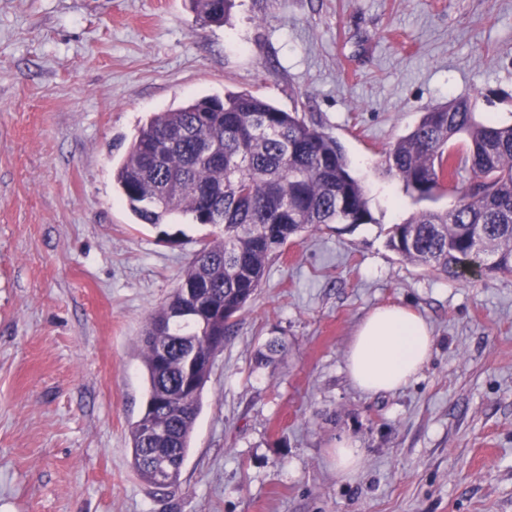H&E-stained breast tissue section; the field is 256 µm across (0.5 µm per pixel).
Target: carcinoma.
Returning <instances> with one entry per match:
<instances>
[{
	"label": "carcinoma",
	"instance_id": "carcinoma-1",
	"mask_svg": "<svg viewBox=\"0 0 512 512\" xmlns=\"http://www.w3.org/2000/svg\"><path fill=\"white\" fill-rule=\"evenodd\" d=\"M232 0H191L203 20L224 22ZM477 102L455 100L423 113L386 153L384 167L421 202L448 193L453 205L422 209L392 227L389 246L431 271L461 277L475 254L484 266L512 273V125L476 119ZM113 181L143 224L175 213L199 224L224 225V237L203 247L179 285L200 289L206 328L171 318L173 291L146 324L143 364L149 396L129 429L134 469L149 486L166 469L178 484L200 411L202 391L231 319L263 286L270 258L302 232L331 224H369L371 199L353 175L342 145L249 93L191 100L152 113L138 128ZM170 341L168 358L157 346ZM196 351L204 365L188 375Z\"/></svg>",
	"mask_w": 512,
	"mask_h": 512
}]
</instances>
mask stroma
Returning <instances> with one entry per match:
<instances>
[{"label":"stroma","instance_id":"1","mask_svg":"<svg viewBox=\"0 0 512 512\" xmlns=\"http://www.w3.org/2000/svg\"><path fill=\"white\" fill-rule=\"evenodd\" d=\"M255 92L336 138L371 224L293 237L234 317L177 486L132 466L144 328L224 233L140 223L113 170L151 113ZM512 124V0H0V512H512V274L392 251L417 205L383 165L427 109ZM419 314L407 386L347 373L363 318ZM285 347L257 364L269 342ZM365 452L350 477L336 443ZM193 10L203 20L223 23L232 0H191Z\"/></svg>","mask_w":512,"mask_h":512}]
</instances>
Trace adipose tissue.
Here are the masks:
<instances>
[{
  "instance_id": "1",
  "label": "adipose tissue",
  "mask_w": 512,
  "mask_h": 512,
  "mask_svg": "<svg viewBox=\"0 0 512 512\" xmlns=\"http://www.w3.org/2000/svg\"><path fill=\"white\" fill-rule=\"evenodd\" d=\"M432 343L430 327L414 311L378 307L365 316L349 345V377L367 393L398 390L423 368Z\"/></svg>"
}]
</instances>
